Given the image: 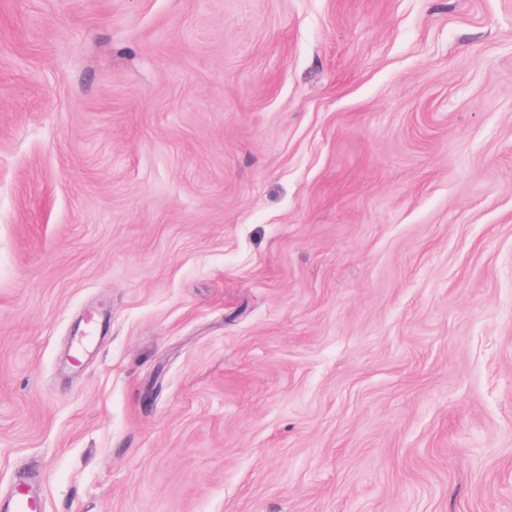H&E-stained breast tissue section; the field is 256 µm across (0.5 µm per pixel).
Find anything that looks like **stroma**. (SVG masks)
<instances>
[{
	"label": "stroma",
	"instance_id": "stroma-1",
	"mask_svg": "<svg viewBox=\"0 0 512 512\" xmlns=\"http://www.w3.org/2000/svg\"><path fill=\"white\" fill-rule=\"evenodd\" d=\"M20 472L44 512H512V0H0Z\"/></svg>",
	"mask_w": 512,
	"mask_h": 512
}]
</instances>
